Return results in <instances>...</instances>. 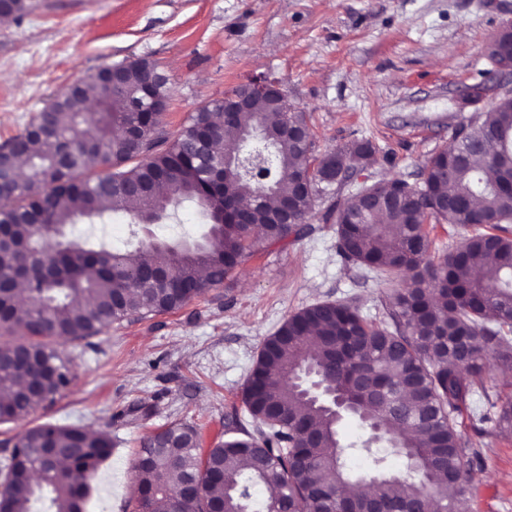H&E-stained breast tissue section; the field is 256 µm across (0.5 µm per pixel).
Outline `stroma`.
Masks as SVG:
<instances>
[{
	"instance_id": "1",
	"label": "stroma",
	"mask_w": 512,
	"mask_h": 512,
	"mask_svg": "<svg viewBox=\"0 0 512 512\" xmlns=\"http://www.w3.org/2000/svg\"><path fill=\"white\" fill-rule=\"evenodd\" d=\"M0 24V145L74 82L106 65L154 62L170 91L163 127L176 134L196 110L253 78L279 82L304 112L316 156L367 140L373 157L354 186L421 180L426 160L454 128L493 105L469 99L488 82V47L512 22V0H33ZM207 219L191 202L161 224L133 227L126 213L83 219L72 239L128 251L135 238L199 237ZM392 287L363 277L336 251L334 229L259 250L225 281L183 308L105 333L58 343L73 377L27 417L0 424V462L13 437L50 420L110 433L111 457L89 474L86 512H134L133 461L143 439L172 424L194 426L201 450L237 428L253 429L242 391L262 342L292 313L349 302L382 316ZM476 449L462 512H512V430L457 418ZM347 464L372 456L394 472L388 444L361 448L367 432L343 419Z\"/></svg>"
}]
</instances>
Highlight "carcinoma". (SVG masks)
Returning <instances> with one entry per match:
<instances>
[{
    "label": "carcinoma",
    "mask_w": 512,
    "mask_h": 512,
    "mask_svg": "<svg viewBox=\"0 0 512 512\" xmlns=\"http://www.w3.org/2000/svg\"><path fill=\"white\" fill-rule=\"evenodd\" d=\"M30 0H0V15H23ZM489 55L512 69V35L501 34ZM119 85L103 95L94 80L54 99L50 126L40 116L7 142L4 156L22 157L28 174L14 183L0 208V335L20 334L25 359L0 365V423L20 420L50 401L70 381L67 361L51 347L55 337L76 341L115 322L181 309L224 283L253 247L304 235L315 218V201L329 177L374 153L370 142L313 155V142L282 133L287 123H306L285 112L281 98L264 97L252 112L236 115L245 134L264 127L272 154L270 192L292 198L298 223H285L259 199L260 186L228 167L231 192L225 205L248 201L247 223L208 217L201 240L174 252L139 240L140 262L100 244L86 247L60 234L79 216L124 212L136 224L169 218L168 208L201 201V167L249 145L240 139L224 148V113L203 106L172 141L161 136L159 112H142L138 90L153 79L169 98L167 79L143 58L118 64ZM100 111L86 107L88 90ZM137 125L139 147L120 125ZM512 97L453 131V142L435 152L423 182L399 177L377 183L384 196L402 201L377 214L362 207L356 190L342 206L320 218L336 225V251L369 273L396 283L386 317L369 319L350 303L322 302L289 315L266 337L249 373L243 404L254 431L240 430L197 453L196 430L186 424L163 428L143 440L133 466L135 496L142 512H334L343 502L363 512L372 501L387 512H414L418 500L398 486L352 479L344 464L340 417L328 402L304 394L290 379L313 368L324 386L353 400L350 416L367 428L386 427L382 437L416 470L419 494L456 512L467 482L456 477L457 460L469 456L456 415L486 392V354L512 366ZM473 229L457 249L429 255L428 217ZM206 276H201V272ZM26 285L27 303L16 299ZM493 413L512 428V401L487 400L474 413ZM67 453L60 468L43 450ZM106 431L45 422L18 434L0 467V512H83L90 495L86 475L112 455ZM39 478H33V474ZM262 485L276 494L255 500Z\"/></svg>",
    "instance_id": "1"
}]
</instances>
